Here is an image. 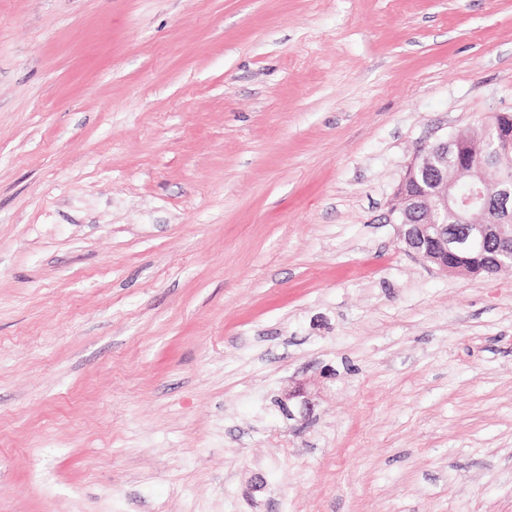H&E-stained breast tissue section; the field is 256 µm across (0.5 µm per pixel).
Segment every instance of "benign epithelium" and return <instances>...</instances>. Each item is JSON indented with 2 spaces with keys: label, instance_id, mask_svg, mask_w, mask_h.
Instances as JSON below:
<instances>
[{
  "label": "benign epithelium",
  "instance_id": "benign-epithelium-1",
  "mask_svg": "<svg viewBox=\"0 0 512 512\" xmlns=\"http://www.w3.org/2000/svg\"><path fill=\"white\" fill-rule=\"evenodd\" d=\"M500 172L490 181L486 171ZM512 115L496 113L482 136L461 129L425 145L396 190L389 220L413 257L439 271L457 273L448 255L488 244L490 260L512 267Z\"/></svg>",
  "mask_w": 512,
  "mask_h": 512
}]
</instances>
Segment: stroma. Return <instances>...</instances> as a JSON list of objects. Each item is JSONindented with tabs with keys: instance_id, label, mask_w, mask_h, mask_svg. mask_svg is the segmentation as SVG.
<instances>
[{
	"instance_id": "stroma-1",
	"label": "stroma",
	"mask_w": 512,
	"mask_h": 512,
	"mask_svg": "<svg viewBox=\"0 0 512 512\" xmlns=\"http://www.w3.org/2000/svg\"><path fill=\"white\" fill-rule=\"evenodd\" d=\"M512 112V0H0V512H512V269L388 214Z\"/></svg>"
}]
</instances>
